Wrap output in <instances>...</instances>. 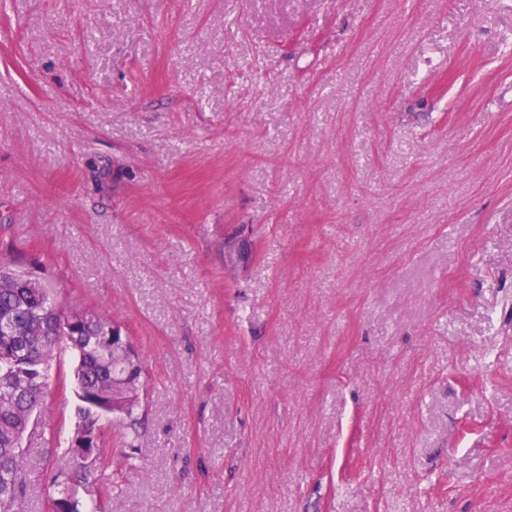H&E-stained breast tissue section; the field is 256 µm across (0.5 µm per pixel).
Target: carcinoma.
<instances>
[{
	"label": "carcinoma",
	"mask_w": 512,
	"mask_h": 512,
	"mask_svg": "<svg viewBox=\"0 0 512 512\" xmlns=\"http://www.w3.org/2000/svg\"><path fill=\"white\" fill-rule=\"evenodd\" d=\"M7 257L0 259V375L6 371L25 375L11 398L0 397V512H13L19 479L23 470L22 452L15 441L32 420L39 421L40 408L51 390L50 370L55 351L70 345L68 337L85 336V344L73 347L78 355L75 370L79 422L75 434L84 437L86 424L112 415V403L121 406V414L130 418L139 405L143 390L142 374L132 386L117 384L113 358L112 328L116 323L103 314L65 310L52 297V285L32 288L26 281L29 263L24 251L13 244L6 247ZM67 470L59 473L52 486L67 478L74 484L84 481L90 472L85 460L70 454Z\"/></svg>",
	"instance_id": "carcinoma-1"
}]
</instances>
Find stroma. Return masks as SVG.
<instances>
[{"mask_svg":"<svg viewBox=\"0 0 512 512\" xmlns=\"http://www.w3.org/2000/svg\"><path fill=\"white\" fill-rule=\"evenodd\" d=\"M1 241L143 368L87 510L512 512V0H0Z\"/></svg>","mask_w":512,"mask_h":512,"instance_id":"35a3bbf8","label":"stroma"}]
</instances>
